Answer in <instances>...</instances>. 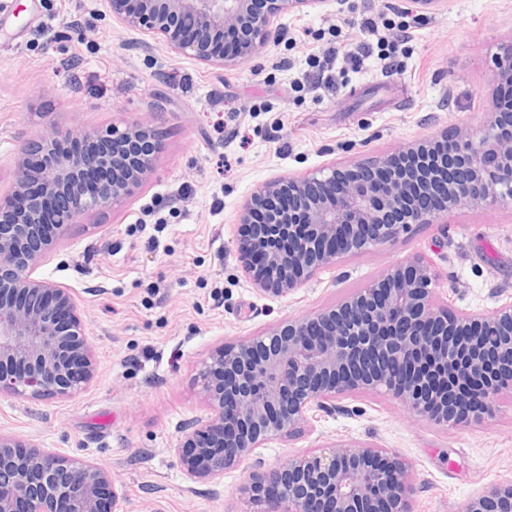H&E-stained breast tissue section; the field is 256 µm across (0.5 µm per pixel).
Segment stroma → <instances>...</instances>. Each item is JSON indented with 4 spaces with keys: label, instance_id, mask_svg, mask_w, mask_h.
I'll list each match as a JSON object with an SVG mask.
<instances>
[{
    "label": "stroma",
    "instance_id": "1",
    "mask_svg": "<svg viewBox=\"0 0 512 512\" xmlns=\"http://www.w3.org/2000/svg\"><path fill=\"white\" fill-rule=\"evenodd\" d=\"M406 25L394 58L348 59L360 22ZM81 36H70V27ZM278 38L234 66L208 65L125 28L103 0H12L0 10V196L20 148L55 130L147 123L150 177L93 214L39 263L68 288L97 361L66 397L0 393V432L112 474L123 512H243L246 470L191 480L174 447L207 417L197 374L215 345L332 306L409 256L432 265L452 310L512 295V202L462 206L379 250L343 258L292 294L258 291L235 248L239 211L261 184L406 144L479 129L494 60L512 45V0H313L273 22ZM313 430L270 441L265 465L336 440L406 457L412 512H460L512 481V395L485 423L443 428L381 393L345 398Z\"/></svg>",
    "mask_w": 512,
    "mask_h": 512
}]
</instances>
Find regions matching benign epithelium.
Listing matches in <instances>:
<instances>
[{"label": "benign epithelium", "instance_id": "1", "mask_svg": "<svg viewBox=\"0 0 512 512\" xmlns=\"http://www.w3.org/2000/svg\"><path fill=\"white\" fill-rule=\"evenodd\" d=\"M127 28L163 40L206 64L233 66L260 52L273 20L314 0H104ZM236 28L240 51L216 55L209 41ZM493 88L512 84V59L494 63ZM478 133L464 129L381 155L361 167L331 165L304 177L269 181L240 210L242 269L256 289L284 297L342 258L392 242L414 224H430L462 205L512 201V128L497 95ZM149 127L56 131L27 144L16 163L10 200L25 198L13 220L0 223V392L32 399L67 396L89 383L96 360L80 309L68 289L34 272L43 254L90 213L120 203L148 178L154 156L132 150ZM103 138L112 153L57 156L62 137ZM470 172L448 177V145ZM45 156L33 168L32 150ZM423 158L394 173L398 154ZM112 168L125 176L80 186L83 176ZM434 194L439 207L415 195ZM261 213L264 223L255 222ZM298 216L300 225L291 223ZM211 410L182 430L175 452L191 478L219 480L270 440L313 427L336 400L380 392L414 417L445 428L493 416L497 398L512 392V297L494 311L450 312L440 304L432 265L414 256L382 270L367 287L335 306L293 318L263 336L212 348L199 371ZM412 467L373 445L335 441L275 466L249 467L239 488L253 512H411ZM112 475L94 462L0 434V512H120ZM463 512H512V481L472 496Z\"/></svg>", "mask_w": 512, "mask_h": 512}]
</instances>
